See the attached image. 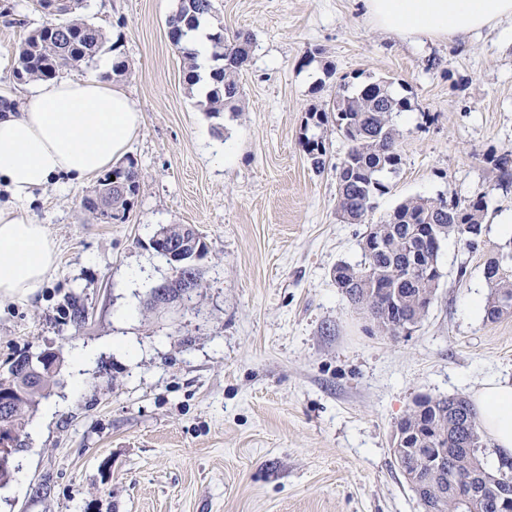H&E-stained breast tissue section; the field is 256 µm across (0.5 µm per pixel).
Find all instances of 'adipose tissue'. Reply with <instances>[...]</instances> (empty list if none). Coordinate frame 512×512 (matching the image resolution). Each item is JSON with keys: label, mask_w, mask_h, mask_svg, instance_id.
<instances>
[{"label": "adipose tissue", "mask_w": 512, "mask_h": 512, "mask_svg": "<svg viewBox=\"0 0 512 512\" xmlns=\"http://www.w3.org/2000/svg\"><path fill=\"white\" fill-rule=\"evenodd\" d=\"M376 28L402 37L464 41L512 19V0H361ZM100 73L36 82L16 109L0 114V186L11 203L0 207V298L24 300L56 268L45 225L25 210L55 179L83 183L125 156L143 115L125 91ZM474 405L493 445L512 453V383L485 381Z\"/></svg>", "instance_id": "ef3b65f1"}]
</instances>
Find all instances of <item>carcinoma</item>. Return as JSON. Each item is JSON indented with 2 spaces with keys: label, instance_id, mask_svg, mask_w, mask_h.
<instances>
[{
  "label": "carcinoma",
  "instance_id": "cac0c4a2",
  "mask_svg": "<svg viewBox=\"0 0 512 512\" xmlns=\"http://www.w3.org/2000/svg\"><path fill=\"white\" fill-rule=\"evenodd\" d=\"M82 0H61L55 21L29 35L15 53L13 77L20 83L51 78L62 70L91 60L104 46L105 35L81 14ZM213 0H179L168 30L175 47L182 54L186 78L198 81L194 52L187 45L188 32L198 28L203 18L212 15ZM214 56L224 66L211 75L213 86L207 91V111L218 115L225 109L239 111L237 70L249 57L251 35L238 32L224 36L219 30L211 34ZM408 103L391 91V83L381 80L359 86H341L333 102L336 132L348 143V150L336 167L338 210L343 219L362 224L374 209L377 196L388 191L381 178L400 162V131L394 115ZM305 151L316 171L325 169L326 148L317 140H307ZM126 185L125 194L112 189L111 178ZM140 173L134 163L112 170L99 181L94 195L83 200L86 210L105 224L125 221L131 198L139 187ZM488 209L486 196L452 204L444 200L418 198L398 206L387 220L369 225L362 244L363 261L357 265L341 263L334 270V281L341 293L366 313L377 329L391 336L417 325L427 315L441 278L438 253L441 242L454 236L467 248L478 246ZM205 242L191 224L160 226L153 243L169 244L187 234ZM512 250H501L489 257L483 269L494 293L484 307L485 318L503 317L501 306H512ZM203 287L201 273L192 257L177 274L152 288L151 294L167 292L174 298H191L182 284ZM56 370L47 371L36 387L22 388L13 378V369L0 374V393L13 400L11 415L0 417L15 435H21L30 415L54 384ZM429 405L424 416L439 415L434 429L425 432L420 442L399 454L395 462L403 476L414 474L420 480L415 490L418 500L435 506V512H506L491 490L474 487L469 492L459 485L461 476L475 477L482 472L512 482V458L498 460L490 469L479 456L485 447L480 422L470 402L464 397L426 398Z\"/></svg>",
  "mask_w": 512,
  "mask_h": 512
}]
</instances>
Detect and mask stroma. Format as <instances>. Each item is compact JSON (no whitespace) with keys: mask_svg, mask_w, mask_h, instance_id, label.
Instances as JSON below:
<instances>
[{"mask_svg":"<svg viewBox=\"0 0 512 512\" xmlns=\"http://www.w3.org/2000/svg\"><path fill=\"white\" fill-rule=\"evenodd\" d=\"M209 28L249 33L239 109L214 116L168 39L178 0H84L126 64L118 82L143 123L128 159L140 172L125 222L81 205L96 184L49 185L27 208L56 244L57 266L27 300L0 299V371L60 350L51 395L0 489V512H420L392 455L397 422L420 395L473 397L512 381V315L489 322L486 259L512 210V22L463 42H414L375 28L359 0H213ZM48 20L35 0H0V90L21 42ZM387 79L406 111L401 162L366 223L337 211L335 167L348 145L330 111L340 84ZM322 141L316 171L305 139ZM486 197L478 249L441 246L427 316L389 336L337 288L336 265L362 259L368 225L417 197ZM191 224L207 244L205 286L189 306L148 309L170 276L152 239ZM79 296L88 319L64 305ZM91 359L76 364L78 352Z\"/></svg>","mask_w":512,"mask_h":512,"instance_id":"obj_1","label":"stroma"}]
</instances>
